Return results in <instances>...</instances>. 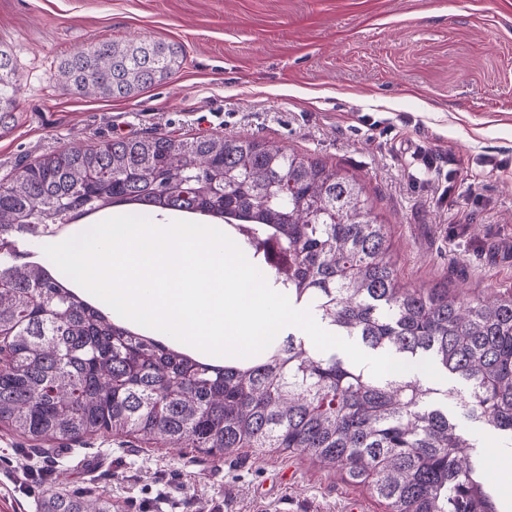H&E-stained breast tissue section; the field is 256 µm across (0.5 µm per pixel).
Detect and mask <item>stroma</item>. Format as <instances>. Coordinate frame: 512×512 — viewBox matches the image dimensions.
<instances>
[{
    "label": "stroma",
    "mask_w": 512,
    "mask_h": 512,
    "mask_svg": "<svg viewBox=\"0 0 512 512\" xmlns=\"http://www.w3.org/2000/svg\"><path fill=\"white\" fill-rule=\"evenodd\" d=\"M128 38L181 43L182 69L129 100L55 84L58 59ZM0 45L18 71L0 179L119 136L255 138L358 178L407 287L512 290V0H0ZM429 151L449 165L425 171ZM84 491L120 512L384 510L273 448L27 441L0 425V512Z\"/></svg>",
    "instance_id": "obj_1"
}]
</instances>
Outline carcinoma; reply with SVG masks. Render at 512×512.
Segmentation results:
<instances>
[{
  "label": "carcinoma",
  "mask_w": 512,
  "mask_h": 512,
  "mask_svg": "<svg viewBox=\"0 0 512 512\" xmlns=\"http://www.w3.org/2000/svg\"><path fill=\"white\" fill-rule=\"evenodd\" d=\"M177 42L101 41L62 58L71 94L130 99L175 76ZM14 55L0 48V131L14 120ZM182 212L228 227L268 284L371 354L434 362L441 381L374 377L288 334L255 362L203 360L118 323L47 257L62 227L111 208ZM0 424L30 440L98 434L230 455L277 448L370 488L385 512H499L481 444L448 416L503 436L512 455V294L473 300L399 280L363 184L257 139L144 134L41 156L0 182ZM40 512H117L104 495L50 493Z\"/></svg>",
  "instance_id": "cac0c4a2"
}]
</instances>
